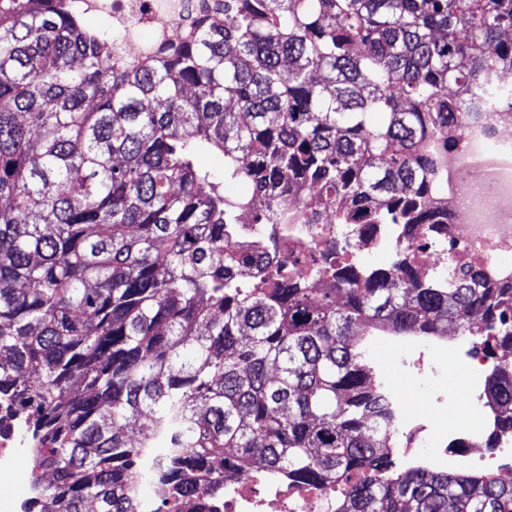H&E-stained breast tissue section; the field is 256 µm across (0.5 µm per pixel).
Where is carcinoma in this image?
<instances>
[{
	"mask_svg": "<svg viewBox=\"0 0 512 512\" xmlns=\"http://www.w3.org/2000/svg\"><path fill=\"white\" fill-rule=\"evenodd\" d=\"M507 33L512 0H218L120 63L70 0H0V407L34 456L26 512H135L159 456L155 512L258 469L340 488L336 512H512V481L392 469L355 339L479 318L475 349L512 348V288L426 281L408 244L379 268L339 238L281 250L327 214L440 232L437 140L509 101L488 80ZM236 180L265 207L224 196ZM484 394L512 432V364Z\"/></svg>",
	"mask_w": 512,
	"mask_h": 512,
	"instance_id": "1",
	"label": "carcinoma"
}]
</instances>
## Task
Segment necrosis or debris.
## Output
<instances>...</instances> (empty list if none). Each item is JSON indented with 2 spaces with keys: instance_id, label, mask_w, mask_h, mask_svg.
Returning a JSON list of instances; mask_svg holds the SVG:
<instances>
[{
  "instance_id": "obj_1",
  "label": "necrosis or debris",
  "mask_w": 512,
  "mask_h": 512,
  "mask_svg": "<svg viewBox=\"0 0 512 512\" xmlns=\"http://www.w3.org/2000/svg\"><path fill=\"white\" fill-rule=\"evenodd\" d=\"M191 0H75L87 15L110 18L119 37L115 58L140 61L156 45L174 38L187 24ZM458 144L447 152L448 180L436 190L435 203L448 212V224L426 237L401 224H383L372 233L353 237L356 261L367 262L376 249H394L410 242L418 268L443 269L449 258L481 268L497 285H512V109L497 108L456 130ZM367 357L378 369L382 389L395 421V453L407 468L446 470L461 464L504 474L512 467V434L499 438L492 451L473 455L483 436L481 425L461 429L443 422L453 371L467 373L463 392L473 409H481V375L488 359L472 349V339L459 337L450 356L421 343L401 347L393 366H386L378 349ZM410 378L421 397V408L407 405L396 388L394 373ZM210 512H336V495L284 473L261 470L224 481L222 500L209 503Z\"/></svg>"
}]
</instances>
